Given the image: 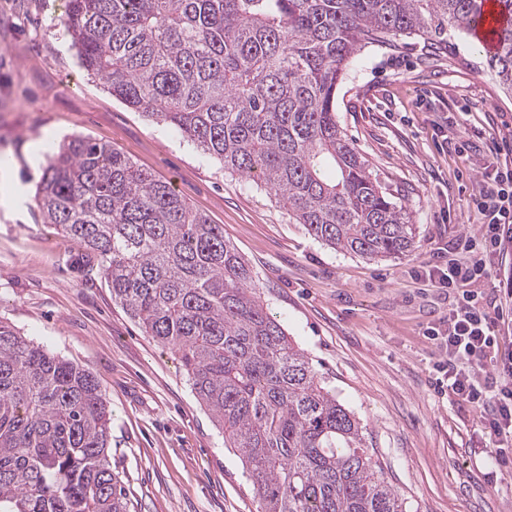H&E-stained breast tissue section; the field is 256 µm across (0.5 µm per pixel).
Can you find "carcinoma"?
I'll return each mask as SVG.
<instances>
[{
  "label": "carcinoma",
  "mask_w": 512,
  "mask_h": 512,
  "mask_svg": "<svg viewBox=\"0 0 512 512\" xmlns=\"http://www.w3.org/2000/svg\"><path fill=\"white\" fill-rule=\"evenodd\" d=\"M497 2L487 63L512 92V0ZM482 19L483 0H67L65 26L126 106L258 177L315 239L374 260L412 255L416 225L342 135L336 88L364 40L473 36ZM37 206L177 356L261 512H405L221 225L79 137L49 156ZM111 416L91 371L0 320V512H131L108 462Z\"/></svg>",
  "instance_id": "cac0c4a2"
}]
</instances>
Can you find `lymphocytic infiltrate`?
Instances as JSON below:
<instances>
[{
  "label": "lymphocytic infiltrate",
  "mask_w": 512,
  "mask_h": 512,
  "mask_svg": "<svg viewBox=\"0 0 512 512\" xmlns=\"http://www.w3.org/2000/svg\"><path fill=\"white\" fill-rule=\"evenodd\" d=\"M474 199L478 224L462 235L460 253L448 262L426 261L421 269L436 288L459 294L448 316L430 327L440 352V371L461 402L478 405L494 449H512V350L499 351L497 335L504 308L475 288L491 278L492 261L512 241V162H499L496 147H485Z\"/></svg>",
  "instance_id": "f902f5d3"
}]
</instances>
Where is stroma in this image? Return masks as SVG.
<instances>
[{
    "mask_svg": "<svg viewBox=\"0 0 512 512\" xmlns=\"http://www.w3.org/2000/svg\"><path fill=\"white\" fill-rule=\"evenodd\" d=\"M65 0H0V158L24 204L0 206V320L89 369L112 410L108 461L132 512H258L249 477L167 349L145 336L35 195L67 137L105 142L222 225L252 268L271 317L366 428V446L406 512H512V457L489 456L478 409L437 380L428 327L457 292L431 287L421 262L455 257L477 223L481 160L451 152L480 134L512 160V94L472 36L416 35L364 46L336 91L343 136L418 227L415 255L369 261L295 224L264 183L203 157L167 125L128 108L81 67Z\"/></svg>",
    "mask_w": 512,
    "mask_h": 512,
    "instance_id": "stroma-1",
    "label": "stroma"
}]
</instances>
